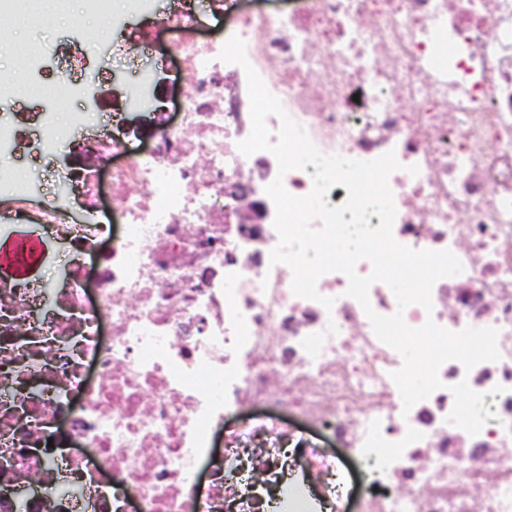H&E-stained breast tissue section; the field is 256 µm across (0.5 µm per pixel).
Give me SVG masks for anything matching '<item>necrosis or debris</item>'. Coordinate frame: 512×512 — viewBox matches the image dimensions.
<instances>
[{
	"label": "necrosis or debris",
	"mask_w": 512,
	"mask_h": 512,
	"mask_svg": "<svg viewBox=\"0 0 512 512\" xmlns=\"http://www.w3.org/2000/svg\"><path fill=\"white\" fill-rule=\"evenodd\" d=\"M127 5L150 27L121 28L108 49L66 42L57 60L68 97L89 101L109 55L138 63L111 123L50 200L0 176V227L38 225L64 257L52 280L0 271V512H512V0ZM208 15L222 38H198ZM231 35L321 152H394L395 240L463 265L405 323L495 328L499 361L444 363L441 388L407 410L391 378L402 358L347 277L318 279L329 309L294 294L290 267L270 262L265 188L279 177L304 196L313 180L240 153L247 77L219 58ZM159 38L188 76L182 110L149 113L151 144L133 152L130 113L155 93L139 60ZM85 122L16 113L0 152L52 165Z\"/></svg>",
	"instance_id": "necrosis-or-debris-1"
}]
</instances>
